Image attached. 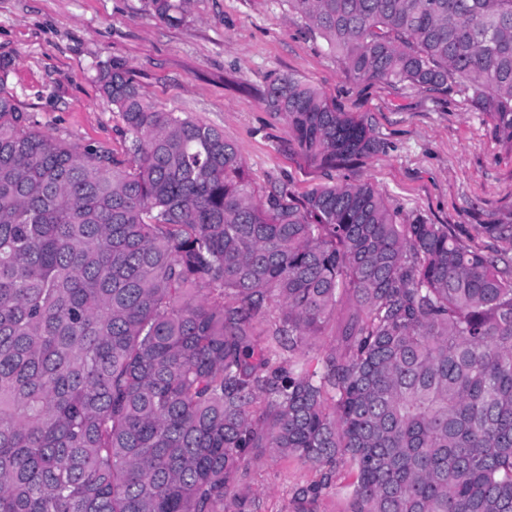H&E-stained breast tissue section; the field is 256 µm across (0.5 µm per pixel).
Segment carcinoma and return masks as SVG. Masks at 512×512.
Returning a JSON list of instances; mask_svg holds the SVG:
<instances>
[{"instance_id": "carcinoma-1", "label": "carcinoma", "mask_w": 512, "mask_h": 512, "mask_svg": "<svg viewBox=\"0 0 512 512\" xmlns=\"http://www.w3.org/2000/svg\"><path fill=\"white\" fill-rule=\"evenodd\" d=\"M282 2L356 81L459 95L512 150V0ZM99 80L123 170L0 94V512H246L267 449L348 463L347 512H512V226L402 224L369 182L262 200L223 132ZM264 100L319 168L384 149L291 76ZM348 315V305L346 300L339 305L337 311L331 316L329 324L325 331V335L321 337L319 342V348L323 353L331 348L342 350L344 348V342L341 338L342 325Z\"/></svg>"}]
</instances>
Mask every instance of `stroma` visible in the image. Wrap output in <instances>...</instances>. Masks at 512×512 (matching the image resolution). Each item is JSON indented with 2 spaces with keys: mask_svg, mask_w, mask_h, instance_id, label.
<instances>
[{
  "mask_svg": "<svg viewBox=\"0 0 512 512\" xmlns=\"http://www.w3.org/2000/svg\"><path fill=\"white\" fill-rule=\"evenodd\" d=\"M115 59L160 108L236 144L257 196L281 190L297 204L322 184L368 182L403 222L512 225V150L495 143L484 114L457 96L357 84L281 0H192L176 27L154 17L150 0H0V88L36 131L108 151L124 168L123 123L97 79ZM288 75L364 117L384 149L344 170L308 164L263 99ZM353 480L346 466L327 477L267 452L249 470L250 512H297L300 493L319 483L318 512H346Z\"/></svg>",
  "mask_w": 512,
  "mask_h": 512,
  "instance_id": "stroma-1",
  "label": "stroma"
}]
</instances>
